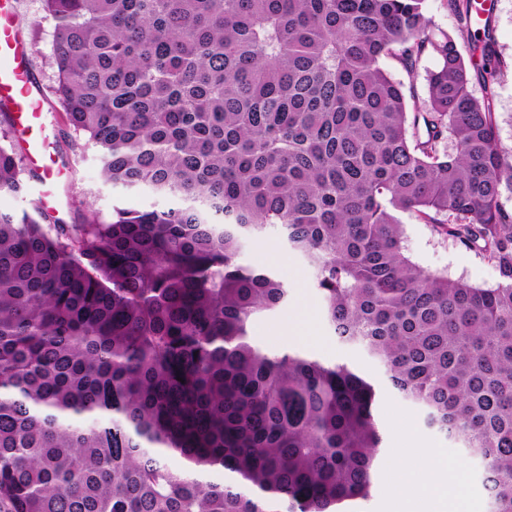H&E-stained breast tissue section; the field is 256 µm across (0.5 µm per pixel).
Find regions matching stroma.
Returning a JSON list of instances; mask_svg holds the SVG:
<instances>
[{
    "mask_svg": "<svg viewBox=\"0 0 512 512\" xmlns=\"http://www.w3.org/2000/svg\"><path fill=\"white\" fill-rule=\"evenodd\" d=\"M17 2L16 25L34 51L35 81L48 108L46 130L50 149L69 169V183L57 187L59 196L67 200L61 218L67 224L79 223L82 206L86 203L101 216L110 217L116 192L102 183L100 163L94 150L87 148L84 139L69 129L52 93L54 22L44 17L41 0ZM490 15L494 48L504 67L503 77L492 85L491 90L502 143L512 148V0H492ZM35 17L41 18L40 26H32L31 20ZM402 222L405 253L419 267L447 274L451 279L473 286L490 287L495 284L496 274L479 250L459 246L416 218L406 216ZM241 261L256 269H273L291 293L287 307L262 316L254 323L251 340L255 345L270 351L291 347L331 363H353L375 382L381 392L378 424L382 446L377 453L372 495L363 501L361 512H385L390 467L395 460L394 450L399 445L395 434L406 423L417 428L431 445L448 449L453 457L464 461L470 473L471 493L480 503H487L488 491L479 461L468 456L456 442L437 429L427 426L421 411L391 387L383 367L371 360L361 346L337 341L324 317L323 303L313 289V271L297 252L271 231L248 241L242 250ZM301 306L306 307L310 314L308 330L299 335L281 333L280 328L287 323L290 311Z\"/></svg>",
    "mask_w": 512,
    "mask_h": 512,
    "instance_id": "obj_1",
    "label": "stroma"
}]
</instances>
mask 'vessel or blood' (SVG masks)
Instances as JSON below:
<instances>
[{
    "label": "vessel or blood",
    "mask_w": 512,
    "mask_h": 512,
    "mask_svg": "<svg viewBox=\"0 0 512 512\" xmlns=\"http://www.w3.org/2000/svg\"><path fill=\"white\" fill-rule=\"evenodd\" d=\"M14 12V0H0V104L8 107L14 136L44 187L40 205L51 211L58 202L54 187L67 170L44 150V100L34 82L32 48L16 27Z\"/></svg>",
    "instance_id": "vessel-or-blood-1"
}]
</instances>
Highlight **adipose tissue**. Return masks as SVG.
Here are the masks:
<instances>
[{
    "label": "adipose tissue",
    "instance_id": "obj_1",
    "mask_svg": "<svg viewBox=\"0 0 512 512\" xmlns=\"http://www.w3.org/2000/svg\"><path fill=\"white\" fill-rule=\"evenodd\" d=\"M422 465L399 480L386 497V512H461L471 495L462 477L464 465L432 447L412 430H404Z\"/></svg>",
    "mask_w": 512,
    "mask_h": 512
}]
</instances>
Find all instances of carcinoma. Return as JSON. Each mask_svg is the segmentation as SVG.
I'll return each mask as SVG.
<instances>
[{
	"mask_svg": "<svg viewBox=\"0 0 512 512\" xmlns=\"http://www.w3.org/2000/svg\"><path fill=\"white\" fill-rule=\"evenodd\" d=\"M41 2L67 125L104 183L152 201L80 224L0 210V512H343L370 496L375 384L249 339L289 300L240 262L269 227L314 269L334 334L480 458L489 512H512V149L479 0H447L487 31L473 67L428 0ZM26 191L1 127L0 194ZM403 213L482 252L497 284L423 271ZM209 468L234 479L195 477Z\"/></svg>",
	"mask_w": 512,
	"mask_h": 512,
	"instance_id": "obj_1",
	"label": "carcinoma"
}]
</instances>
